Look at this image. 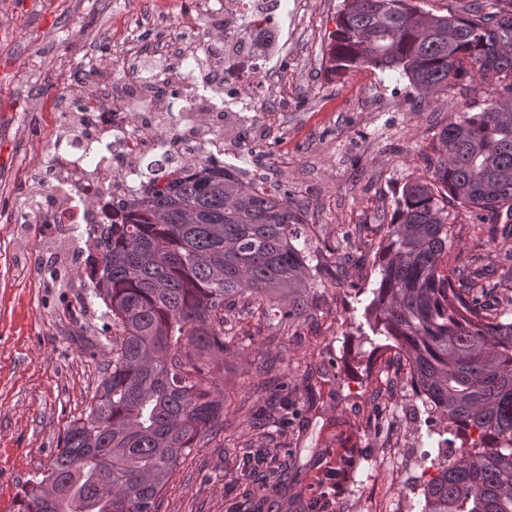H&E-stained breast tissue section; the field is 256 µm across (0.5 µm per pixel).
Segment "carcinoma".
I'll return each instance as SVG.
<instances>
[{
	"label": "carcinoma",
	"instance_id": "cac0c4a2",
	"mask_svg": "<svg viewBox=\"0 0 512 512\" xmlns=\"http://www.w3.org/2000/svg\"><path fill=\"white\" fill-rule=\"evenodd\" d=\"M328 54L335 70L396 72L423 98L465 81L496 85L481 111L444 118L429 176L403 186L364 316L408 355L428 436L439 437L436 475L417 485L421 512H512V302L494 303L512 268L491 280L483 267L444 263L450 206L512 236V0H470L465 15L343 0ZM302 223L288 194L204 163L99 225L79 275L120 334L94 404L18 512H161L178 465L224 432L228 299L268 322L274 310L292 321L310 307L305 279L328 267L308 264ZM449 434L463 442L444 459Z\"/></svg>",
	"mask_w": 512,
	"mask_h": 512
}]
</instances>
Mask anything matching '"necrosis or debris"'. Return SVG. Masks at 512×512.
I'll return each mask as SVG.
<instances>
[{
	"instance_id": "obj_1",
	"label": "necrosis or debris",
	"mask_w": 512,
	"mask_h": 512,
	"mask_svg": "<svg viewBox=\"0 0 512 512\" xmlns=\"http://www.w3.org/2000/svg\"><path fill=\"white\" fill-rule=\"evenodd\" d=\"M298 0H142L112 30L111 40L76 38L83 74L56 60L60 91L38 100L52 138L23 162L18 189L30 202L21 224L105 223L104 203L130 210L147 189L186 175L249 120L257 101L285 107L288 57L266 61L265 38ZM121 47L110 56L111 42Z\"/></svg>"
}]
</instances>
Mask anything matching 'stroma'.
<instances>
[{"label":"stroma","mask_w":512,"mask_h":512,"mask_svg":"<svg viewBox=\"0 0 512 512\" xmlns=\"http://www.w3.org/2000/svg\"><path fill=\"white\" fill-rule=\"evenodd\" d=\"M18 14L13 53L0 70V192L12 186L21 159L50 140L34 124L41 92L40 56L70 55L74 36L112 29L132 0H77L64 16L26 9ZM307 31L288 24L295 73L291 103L279 120L288 142L279 153L272 194L289 193L311 226L312 248L335 276L310 279V316L272 328L237 312L224 373L223 448H197L173 474L161 512H312L321 491L336 485L329 512H420L410 487L422 475L429 438L423 416L404 426L386 423V405L405 399L381 372L383 337L363 316L373 282L375 244L368 229L389 223L394 199L409 180L426 176L435 122L469 105L479 111L489 83L472 82L439 99L419 98L393 72L329 69L328 35L342 0H310ZM39 30L44 41L31 38ZM455 248L449 265L473 257L508 265L489 251L490 227L461 210L450 212ZM335 254H328V247ZM74 242L45 239L29 224L0 223V512H17L32 479L58 454L65 428L86 416L110 358L104 333L112 321L92 298L72 261ZM288 396V420L276 429L256 419V406ZM274 449L276 480L245 467L247 447Z\"/></svg>","instance_id":"stroma-1"}]
</instances>
